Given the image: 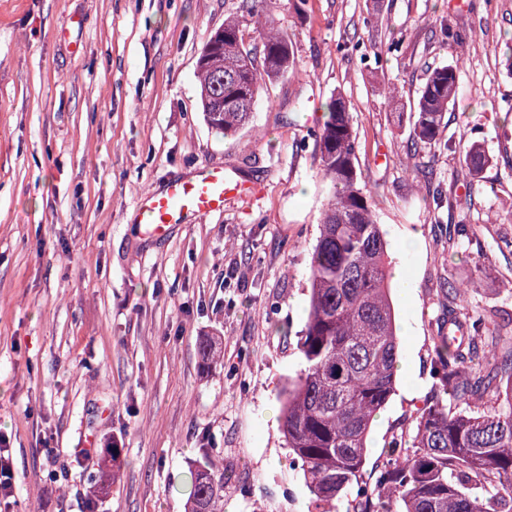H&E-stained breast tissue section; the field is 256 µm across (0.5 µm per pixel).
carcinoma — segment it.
I'll return each instance as SVG.
<instances>
[{
	"label": "carcinoma",
	"mask_w": 512,
	"mask_h": 512,
	"mask_svg": "<svg viewBox=\"0 0 512 512\" xmlns=\"http://www.w3.org/2000/svg\"><path fill=\"white\" fill-rule=\"evenodd\" d=\"M274 0H241L198 59L208 126L236 135L252 121L267 84L295 72L293 42L277 25ZM461 57L436 67L408 113L411 139L436 147L459 89ZM325 193L308 268L309 310L297 341L301 366L282 390L281 432L289 466L302 471L315 512H512V333L493 311L467 307L468 286L442 290L440 336L430 395L410 429L386 445L382 466L364 477L372 421L396 386L400 340L389 284L388 243L360 168L352 115L341 93L310 130ZM469 174L489 159L464 147ZM117 478L105 460L97 488ZM186 512H224V468L204 457L191 472Z\"/></svg>",
	"instance_id": "1"
}]
</instances>
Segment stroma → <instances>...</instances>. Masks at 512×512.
<instances>
[{
  "mask_svg": "<svg viewBox=\"0 0 512 512\" xmlns=\"http://www.w3.org/2000/svg\"><path fill=\"white\" fill-rule=\"evenodd\" d=\"M238 4L0 0L8 512H185L180 488L209 448L224 467V512H310L288 467L279 392L300 367L324 203L309 132L333 93L351 104L376 220L413 286L394 298L398 383L366 471L431 389L441 283L468 284L472 305L512 317V0H308L303 16L276 0L298 72L268 84L253 122L225 141L203 118L197 61ZM441 17L458 41H442ZM393 36L403 44L389 55ZM459 54L454 147L412 149L387 87L413 104L429 70ZM473 141L489 162L471 183L455 146ZM203 166L236 172L249 192L163 239L133 223L142 194ZM205 342L216 351L207 363ZM114 451L119 478L94 493Z\"/></svg>",
  "mask_w": 512,
  "mask_h": 512,
  "instance_id": "obj_1",
  "label": "stroma"
}]
</instances>
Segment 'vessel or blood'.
I'll use <instances>...</instances> for the list:
<instances>
[{
    "label": "vessel or blood",
    "mask_w": 512,
    "mask_h": 512,
    "mask_svg": "<svg viewBox=\"0 0 512 512\" xmlns=\"http://www.w3.org/2000/svg\"><path fill=\"white\" fill-rule=\"evenodd\" d=\"M242 191L236 176L220 168L203 167L191 177L170 180L162 190L144 193L135 218L147 225L153 237L161 238L173 225L222 211L225 203L241 196Z\"/></svg>",
    "instance_id": "b4317fda"
}]
</instances>
